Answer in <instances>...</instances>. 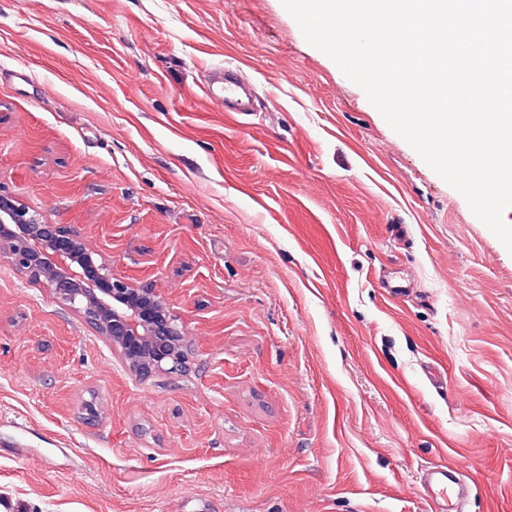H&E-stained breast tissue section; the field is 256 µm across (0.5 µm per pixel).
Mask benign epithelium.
Masks as SVG:
<instances>
[{
	"mask_svg": "<svg viewBox=\"0 0 512 512\" xmlns=\"http://www.w3.org/2000/svg\"><path fill=\"white\" fill-rule=\"evenodd\" d=\"M62 304L83 314L137 379L186 368L189 345L178 318L154 288L112 275L81 235L48 224L20 201L0 194V249Z\"/></svg>",
	"mask_w": 512,
	"mask_h": 512,
	"instance_id": "benign-epithelium-1",
	"label": "benign epithelium"
}]
</instances>
